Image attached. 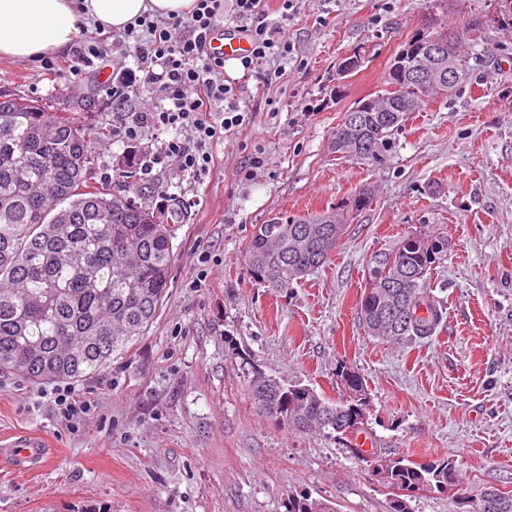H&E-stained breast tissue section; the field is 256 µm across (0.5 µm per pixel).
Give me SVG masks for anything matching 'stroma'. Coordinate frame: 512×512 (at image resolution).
<instances>
[{
  "instance_id": "stroma-1",
  "label": "stroma",
  "mask_w": 512,
  "mask_h": 512,
  "mask_svg": "<svg viewBox=\"0 0 512 512\" xmlns=\"http://www.w3.org/2000/svg\"><path fill=\"white\" fill-rule=\"evenodd\" d=\"M510 14L512 0H299L279 81L267 84L263 68L225 74L251 120L214 144L211 176L158 166L143 176L184 201L169 219V287L133 348L71 383L88 414L66 420L53 383L0 374V437L33 432L51 447L29 470L0 458V512H286L302 493L338 512H390V489L348 443L288 431L257 408L247 361L342 403L338 372L355 370L368 453L452 459L472 496L512 490V29L499 24ZM427 20L470 28L465 81L410 114L385 165L337 158L330 141L344 113L381 92ZM356 51L361 71L339 77ZM41 66L0 58V92L90 129L161 101L139 91L116 110L96 70L73 82ZM165 138L93 140V182L119 177ZM257 155L264 167L243 179ZM363 186L373 203L325 267L282 292L253 279L244 250L255 225L331 210ZM428 230L448 237L429 280L443 306L438 332L400 347L368 336L357 319L367 259Z\"/></svg>"
}]
</instances>
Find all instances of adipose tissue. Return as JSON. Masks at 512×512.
Segmentation results:
<instances>
[{"instance_id":"ef3b65f1","label":"adipose tissue","mask_w":512,"mask_h":512,"mask_svg":"<svg viewBox=\"0 0 512 512\" xmlns=\"http://www.w3.org/2000/svg\"><path fill=\"white\" fill-rule=\"evenodd\" d=\"M192 0H0V56L29 60L68 49L81 22L119 33L140 14L188 13Z\"/></svg>"}]
</instances>
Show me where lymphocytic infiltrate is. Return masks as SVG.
Listing matches in <instances>:
<instances>
[{
  "label": "lymphocytic infiltrate",
  "instance_id": "obj_1",
  "mask_svg": "<svg viewBox=\"0 0 512 512\" xmlns=\"http://www.w3.org/2000/svg\"><path fill=\"white\" fill-rule=\"evenodd\" d=\"M293 9L294 0H281L280 16L273 19L265 0H194L192 9L181 17L141 14L122 33L134 48L137 69L113 73L109 93L123 103L140 86L160 93L164 104L131 112L113 130V137L131 142L147 130L189 128L192 141L174 136L150 153L149 161L168 164L199 180L209 176L215 166L213 142L249 120L236 103L233 87L224 82L223 58L208 50L214 32L228 19L247 33L251 51L240 63L250 71L267 60L287 59L286 24Z\"/></svg>",
  "mask_w": 512,
  "mask_h": 512
}]
</instances>
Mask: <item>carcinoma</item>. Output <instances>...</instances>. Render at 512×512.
I'll return each instance as SVG.
<instances>
[{
    "label": "carcinoma",
    "instance_id": "obj_1",
    "mask_svg": "<svg viewBox=\"0 0 512 512\" xmlns=\"http://www.w3.org/2000/svg\"><path fill=\"white\" fill-rule=\"evenodd\" d=\"M462 28L450 34L448 59L467 75ZM430 92L399 70L389 69L386 88L356 103L358 126L331 151L360 164L382 166L396 147L395 133L412 112L426 109ZM0 373L33 382L77 379L104 370L114 354L144 335L168 286L172 229L131 199L140 188L129 168L113 188L88 182L91 131L58 117L38 101L0 95ZM369 188L354 191L335 211L313 216L283 214L257 224L246 246L253 278L286 290L326 264L339 246L336 229L373 203ZM447 250L444 238L405 236L373 253L364 270L358 319L365 333L392 345L434 336L443 309L429 291L433 265ZM254 404L273 409L287 429L338 439L347 415L360 413L365 382L343 370L350 404H336L302 385H288L245 362ZM392 487L419 491L453 490L461 485L452 461L391 460ZM336 512L325 500H288L287 512Z\"/></svg>",
    "mask_w": 512,
    "mask_h": 512
}]
</instances>
